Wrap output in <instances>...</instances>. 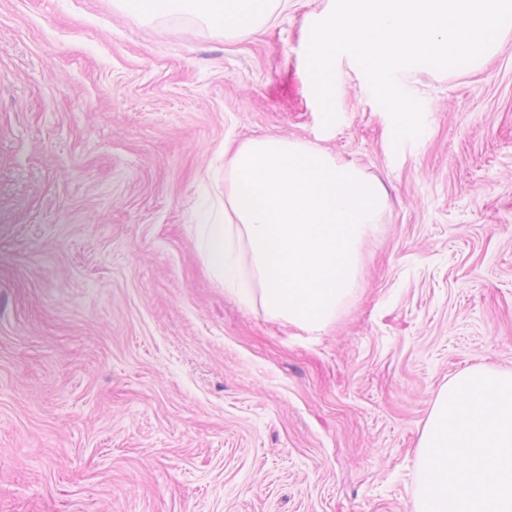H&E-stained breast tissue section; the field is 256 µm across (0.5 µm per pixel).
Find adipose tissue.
Returning a JSON list of instances; mask_svg holds the SVG:
<instances>
[{
  "label": "adipose tissue",
  "instance_id": "obj_1",
  "mask_svg": "<svg viewBox=\"0 0 512 512\" xmlns=\"http://www.w3.org/2000/svg\"><path fill=\"white\" fill-rule=\"evenodd\" d=\"M287 3L288 0H122L130 14L144 20L189 12L228 34L257 31L274 12L284 10Z\"/></svg>",
  "mask_w": 512,
  "mask_h": 512
}]
</instances>
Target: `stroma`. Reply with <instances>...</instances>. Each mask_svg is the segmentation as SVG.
Returning <instances> with one entry per match:
<instances>
[{"label": "stroma", "mask_w": 512, "mask_h": 512, "mask_svg": "<svg viewBox=\"0 0 512 512\" xmlns=\"http://www.w3.org/2000/svg\"><path fill=\"white\" fill-rule=\"evenodd\" d=\"M290 0L256 34L116 0H0V512H416L441 388L512 371V28L418 70L393 143L339 59L322 123ZM309 142L378 180L361 286L310 330L208 274L224 152Z\"/></svg>", "instance_id": "1"}]
</instances>
